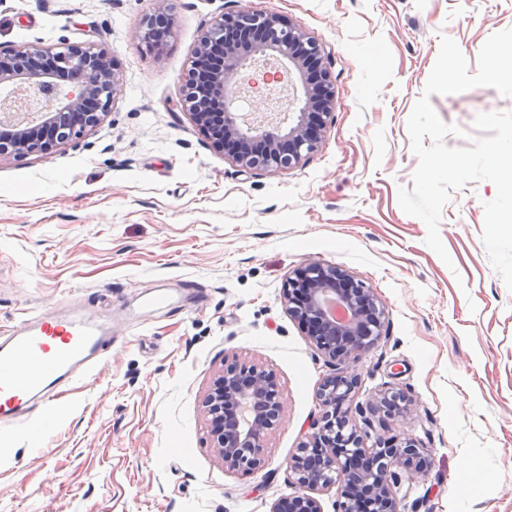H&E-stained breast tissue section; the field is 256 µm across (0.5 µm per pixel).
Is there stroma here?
Returning a JSON list of instances; mask_svg holds the SVG:
<instances>
[{"mask_svg": "<svg viewBox=\"0 0 512 512\" xmlns=\"http://www.w3.org/2000/svg\"><path fill=\"white\" fill-rule=\"evenodd\" d=\"M151 0H0V52L90 43L120 75L116 100L79 144L0 162V330L65 308L111 322L101 374L73 381L45 420L0 427V512H271L299 492L290 464L336 371L287 312L289 278L317 262L371 288L382 335L360 365L348 416L386 388L413 403L371 415L366 445L392 432L430 455L401 480L398 512H512V291L482 243L488 181L444 207L452 262L426 245L399 188L418 165L407 122L453 38L476 73L512 0H177L170 37H134ZM272 12L328 53L336 109L302 165L269 176L215 152L177 102L201 33L226 12ZM479 138L477 114L512 96L431 95ZM271 371L282 423L250 471L226 470L201 400L225 359Z\"/></svg>", "mask_w": 512, "mask_h": 512, "instance_id": "1", "label": "stroma"}]
</instances>
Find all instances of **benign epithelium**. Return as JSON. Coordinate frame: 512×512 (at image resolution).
<instances>
[{"mask_svg":"<svg viewBox=\"0 0 512 512\" xmlns=\"http://www.w3.org/2000/svg\"><path fill=\"white\" fill-rule=\"evenodd\" d=\"M176 0H152L137 37L160 46L155 21L172 25ZM257 58L272 59L273 73L288 72L302 95L291 123L254 124L236 91ZM327 55L303 30L276 13H225L200 36L182 86L181 108L224 154L243 171L270 175L298 165L321 144L322 132L336 109ZM22 86L11 116H0V162L80 140L109 111L119 86L112 57L90 44L60 48L19 47L0 54V89ZM283 300L316 348L334 360L337 371L319 390L321 421L290 466L302 492L280 499L272 512H321L311 492L339 484L338 512H396L394 488L401 480L423 478L428 453L414 440L381 435L369 449L358 427L340 413L353 398L359 367L381 336L383 310L372 289L346 270L308 263L288 281ZM343 305L351 319L331 317L328 301ZM400 391H385L374 408L387 414L408 409L394 404ZM203 408L214 448L228 469L252 470L261 462L262 442L285 415L272 373L257 364L226 360L205 392Z\"/></svg>","mask_w":512,"mask_h":512,"instance_id":"obj_1","label":"benign epithelium"}]
</instances>
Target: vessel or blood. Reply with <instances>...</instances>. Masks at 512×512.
<instances>
[{"label": "vessel or blood", "instance_id": "1", "mask_svg": "<svg viewBox=\"0 0 512 512\" xmlns=\"http://www.w3.org/2000/svg\"><path fill=\"white\" fill-rule=\"evenodd\" d=\"M112 344L111 326L57 313L30 315L0 337V422L22 424L54 406L77 378H91Z\"/></svg>", "mask_w": 512, "mask_h": 512}]
</instances>
